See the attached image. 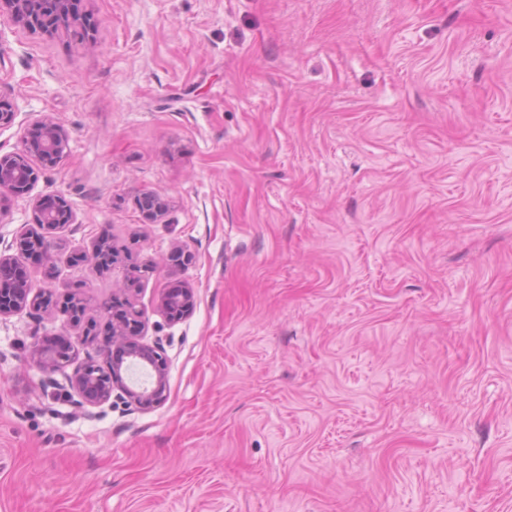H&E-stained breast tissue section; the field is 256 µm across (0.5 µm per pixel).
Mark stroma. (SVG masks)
Returning <instances> with one entry per match:
<instances>
[{
	"mask_svg": "<svg viewBox=\"0 0 512 512\" xmlns=\"http://www.w3.org/2000/svg\"><path fill=\"white\" fill-rule=\"evenodd\" d=\"M80 3L82 39L0 15V155L69 135L0 253L63 195L33 293L102 326L137 267L167 399L80 405L33 350L104 341L0 318V512H512V0ZM39 214L45 215V220L51 226L64 228L67 223L73 220V214L67 200L61 196H49L37 198L34 202ZM163 310L169 315H177L180 310L187 313L193 308V294L190 290L169 292L163 303Z\"/></svg>",
	"mask_w": 512,
	"mask_h": 512,
	"instance_id": "obj_1",
	"label": "stroma"
}]
</instances>
